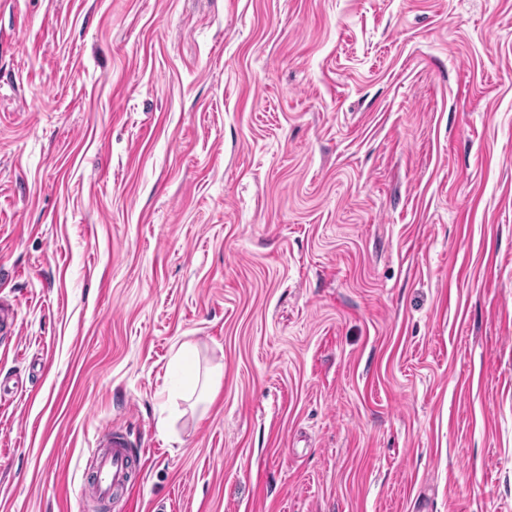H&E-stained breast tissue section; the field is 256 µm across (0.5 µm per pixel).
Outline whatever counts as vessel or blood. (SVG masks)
<instances>
[{
	"label": "vessel or blood",
	"instance_id": "1",
	"mask_svg": "<svg viewBox=\"0 0 512 512\" xmlns=\"http://www.w3.org/2000/svg\"><path fill=\"white\" fill-rule=\"evenodd\" d=\"M132 463L131 444L123 432L112 430L101 434L91 461L95 477L90 494L104 501L111 499L115 493L130 490Z\"/></svg>",
	"mask_w": 512,
	"mask_h": 512
}]
</instances>
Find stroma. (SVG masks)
Returning <instances> with one entry per match:
<instances>
[{
	"label": "stroma",
	"mask_w": 512,
	"mask_h": 512,
	"mask_svg": "<svg viewBox=\"0 0 512 512\" xmlns=\"http://www.w3.org/2000/svg\"><path fill=\"white\" fill-rule=\"evenodd\" d=\"M0 281V512H512V0H0ZM194 349L187 343L182 344L172 356L171 363L177 369L187 370L189 373L188 393L190 397L195 393L196 389L200 386V393L197 400L191 405L195 408L198 402H203L204 399L215 392L221 383V373L215 370L207 371L201 379L199 374L192 368ZM190 397L184 395L185 400ZM96 448L91 461L95 482L87 491L104 501L110 500L116 492L132 489L133 453L127 436L117 430L101 434Z\"/></svg>",
	"instance_id": "35a3bbf8"
}]
</instances>
